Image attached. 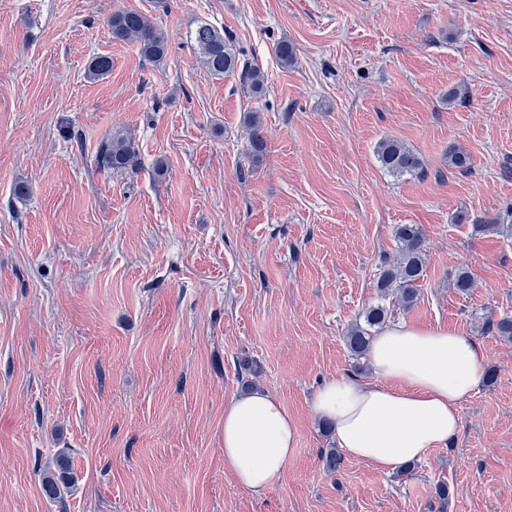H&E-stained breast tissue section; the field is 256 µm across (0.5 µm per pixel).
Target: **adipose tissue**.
I'll use <instances>...</instances> for the list:
<instances>
[{"label": "adipose tissue", "mask_w": 512, "mask_h": 512, "mask_svg": "<svg viewBox=\"0 0 512 512\" xmlns=\"http://www.w3.org/2000/svg\"><path fill=\"white\" fill-rule=\"evenodd\" d=\"M368 360L373 380L330 381L311 409L332 423L339 448L384 473L448 446L463 401L485 380L482 346L441 327L390 324L375 336ZM297 439L294 419L268 392L234 397L224 407V468L246 489L273 487Z\"/></svg>", "instance_id": "1"}]
</instances>
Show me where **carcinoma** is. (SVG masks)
Here are the masks:
<instances>
[{"label": "carcinoma", "mask_w": 512, "mask_h": 512, "mask_svg": "<svg viewBox=\"0 0 512 512\" xmlns=\"http://www.w3.org/2000/svg\"><path fill=\"white\" fill-rule=\"evenodd\" d=\"M112 38L137 44L140 55L147 61L160 64L168 54V40L163 29L159 28L146 14L135 10H121L108 20ZM193 48L203 66L213 75L242 69V76L250 82L252 91L260 94L265 89L264 73L253 67L240 66V58L231 45V39L224 32L209 24L199 25L192 33ZM112 69V59L106 55H96L87 65V75L99 77ZM253 134L249 142V155L259 156L264 149V140L259 134L260 121L257 115L249 117ZM139 152L132 138L114 134L103 140L96 156L99 169L112 172H126L138 166ZM376 160L385 172L392 176L424 175L423 162L418 153L398 139L387 138L375 147ZM448 166L465 172L471 168V157L463 149L455 148L448 153ZM395 237L399 243V257L396 262L382 271L378 278V288L383 297L396 295V302L408 310L417 300L416 283L421 278L426 265L423 236L415 224H401L396 228ZM389 309L383 304L369 307L363 315L364 324H356L347 334V344L354 356L366 353L371 342V329L382 327L388 319ZM486 332L507 340H512V318L503 317L497 321L490 319L485 325ZM73 480L70 457L59 452L53 467L43 471L41 483L46 496L56 499L62 490L69 488Z\"/></svg>", "instance_id": "cac0c4a2"}]
</instances>
